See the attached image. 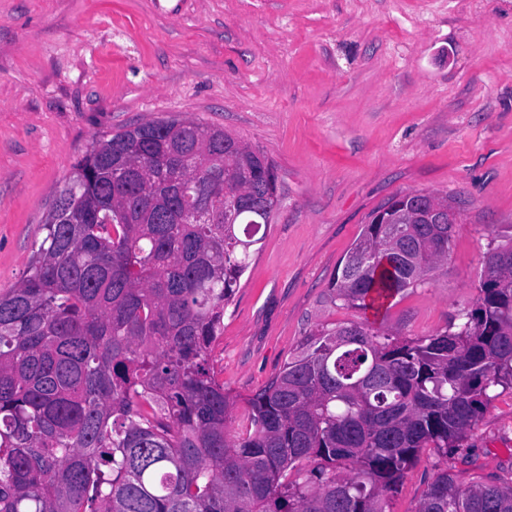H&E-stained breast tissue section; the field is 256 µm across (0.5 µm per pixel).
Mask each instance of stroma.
Returning a JSON list of instances; mask_svg holds the SVG:
<instances>
[{
	"label": "stroma",
	"instance_id": "stroma-1",
	"mask_svg": "<svg viewBox=\"0 0 512 512\" xmlns=\"http://www.w3.org/2000/svg\"><path fill=\"white\" fill-rule=\"evenodd\" d=\"M170 116L222 127L278 169L279 209L212 352L236 399L230 432L317 329L443 330L512 233V0H0V293L92 141ZM410 191L460 212L445 266L378 311L343 306L340 260ZM446 467L464 487L512 474V389L491 391L457 453L423 451L389 512H419Z\"/></svg>",
	"mask_w": 512,
	"mask_h": 512
}]
</instances>
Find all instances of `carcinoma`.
<instances>
[{"mask_svg":"<svg viewBox=\"0 0 512 512\" xmlns=\"http://www.w3.org/2000/svg\"><path fill=\"white\" fill-rule=\"evenodd\" d=\"M275 163L170 118L93 141L24 278L0 294V512H386L426 448L448 455L489 391L512 387V237L445 330L309 334L228 432L212 352L272 217ZM365 225L329 284L367 309L425 282L459 225ZM387 260L388 265L380 264ZM420 512H512V478L437 472Z\"/></svg>","mask_w":512,"mask_h":512,"instance_id":"carcinoma-1","label":"carcinoma"}]
</instances>
